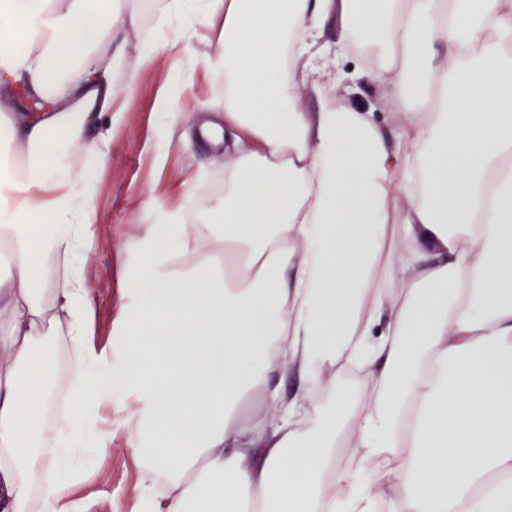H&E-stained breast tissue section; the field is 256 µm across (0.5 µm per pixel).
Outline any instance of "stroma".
Here are the masks:
<instances>
[{
	"label": "stroma",
	"mask_w": 512,
	"mask_h": 512,
	"mask_svg": "<svg viewBox=\"0 0 512 512\" xmlns=\"http://www.w3.org/2000/svg\"><path fill=\"white\" fill-rule=\"evenodd\" d=\"M213 32L199 27L188 46L192 67L172 71L166 60L132 68L135 95L127 106L123 124L112 132V162L100 171L93 204L97 237L95 252L84 260L81 271L93 306V342L112 343V323L119 312V291L132 256L128 243L141 225L153 223L155 214L147 199L172 206L180 202L189 182L200 179L215 192L224 190V148L202 139L203 120L223 124V113L213 106L224 99V80L214 75L202 57ZM175 92V108L186 122L169 130L158 112L162 94ZM85 474L74 495L88 512H135L142 495L140 467L120 420L112 422V451L101 455L88 451Z\"/></svg>",
	"instance_id": "35a3bbf8"
}]
</instances>
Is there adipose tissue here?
<instances>
[{
    "label": "adipose tissue",
    "instance_id": "ef3b65f1",
    "mask_svg": "<svg viewBox=\"0 0 512 512\" xmlns=\"http://www.w3.org/2000/svg\"><path fill=\"white\" fill-rule=\"evenodd\" d=\"M187 2L157 0L181 21L159 38L125 0H0V240L21 255L0 276V512H83L58 458L111 452L114 408L150 451L143 512H512V0ZM200 16L224 194L190 224L191 186L142 225L99 349L80 270L53 284L48 263L95 251L129 68L183 69ZM354 46L393 124L336 100ZM49 323L75 353L51 424ZM349 367L357 388L316 404Z\"/></svg>",
    "mask_w": 512,
    "mask_h": 512
}]
</instances>
